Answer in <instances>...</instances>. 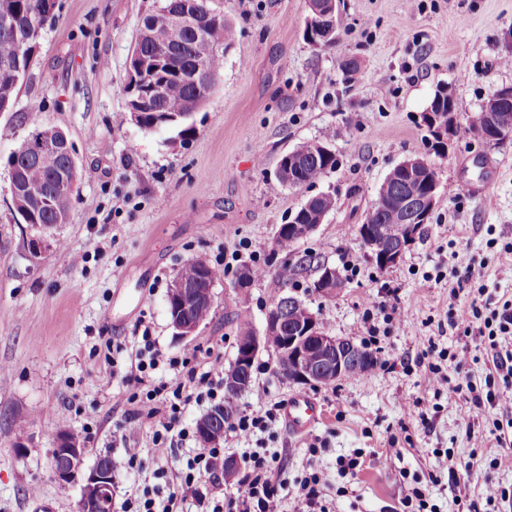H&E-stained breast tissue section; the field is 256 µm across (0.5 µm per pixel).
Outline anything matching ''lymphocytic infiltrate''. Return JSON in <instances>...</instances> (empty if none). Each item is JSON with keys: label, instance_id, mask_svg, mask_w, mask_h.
Listing matches in <instances>:
<instances>
[{"label": "lymphocytic infiltrate", "instance_id": "obj_1", "mask_svg": "<svg viewBox=\"0 0 512 512\" xmlns=\"http://www.w3.org/2000/svg\"><path fill=\"white\" fill-rule=\"evenodd\" d=\"M406 311L386 301L369 302L358 327L359 335L374 339L379 333H392L405 325ZM449 326L456 335L479 337L485 342L491 366L483 387L468 386L470 416L473 420L493 419L495 441L499 448L488 468L466 463L465 485L482 489L486 505L499 508L506 492L489 478L488 469L512 470V300L499 306H490L481 298L471 302L468 317L451 319ZM136 382H143L150 373L167 368L176 372L178 383L162 384L143 393L133 394L140 414L158 418L159 427L153 441L156 447L170 448L175 441L186 440L190 433L179 426V415L190 403L221 402L224 399V362L215 355L209 361H200L197 349H188L176 356H166L158 349L154 336L143 333L136 352ZM279 405L269 404L265 390H256L251 408L232 425L238 436L248 439L255 432H268L278 419ZM244 488L236 497L221 500L200 491L198 484L213 471L221 459L219 449L213 448L187 459L181 472L183 485L196 486L195 512H283L282 499L274 484V453L257 448L249 451ZM155 485L144 487L141 494L125 499L122 512H184L183 498L176 489H162L160 481L164 470H155Z\"/></svg>", "mask_w": 512, "mask_h": 512}]
</instances>
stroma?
Instances as JSON below:
<instances>
[{"label":"stroma","mask_w":512,"mask_h":512,"mask_svg":"<svg viewBox=\"0 0 512 512\" xmlns=\"http://www.w3.org/2000/svg\"><path fill=\"white\" fill-rule=\"evenodd\" d=\"M157 4L55 0L13 106L0 112V512H75L80 483L60 484L51 467L61 427L82 436L86 466L111 459L113 507L153 484L158 466L177 481L199 443L157 450L156 422L146 417L135 435L123 434L135 409V336L147 329L163 353L211 349L229 365L240 315L262 331L285 294L305 301L339 337H353L372 300L396 303L409 316L406 327L382 338L376 367L357 378L302 386L277 375L272 352L255 361L252 384L266 389L269 402L308 395L323 408L300 436L276 422L267 447L285 475L299 476L313 461L325 475L321 496L331 512H401L412 488L406 470L439 477L432 489L439 512L484 507L477 488L456 490L432 451L487 464L498 452L490 425L470 427L465 399L434 396L425 370L431 346L463 347L465 362H443L444 373L483 385L486 353L452 334L448 314L467 312L482 285L492 300L512 297V281L499 274L512 259L501 250L512 239V137L489 144L468 126L492 90L512 85V69L498 62L499 42L512 32V0H341L338 37L327 48L303 37L307 0H212L236 39L185 137L171 128L140 130L126 106L129 53ZM349 58L360 69L347 83L339 65ZM443 89L455 99L458 129L439 157L423 114ZM35 112L66 134L77 167L69 220L57 244L38 252L28 247L29 225L13 217L7 166ZM330 132L335 169L308 186L282 185L280 157ZM415 153L433 159L445 190L402 260L381 269L364 253L358 227L387 173ZM461 182L472 191L453 199L447 188ZM319 193L332 194L335 208L293 252L277 251L278 226ZM243 241L260 252L265 274L242 291L237 268L218 265ZM308 253L341 268L335 294L314 289L315 267L299 269ZM195 260L218 270L214 309L185 339L170 324L167 295L179 269ZM348 260L356 273L343 271ZM109 342L124 346L113 366L103 360ZM415 403L427 422L408 419ZM129 447L141 449V470L127 467ZM356 452L359 471L342 478L338 457ZM342 486L347 495H339Z\"/></svg>","instance_id":"1"}]
</instances>
